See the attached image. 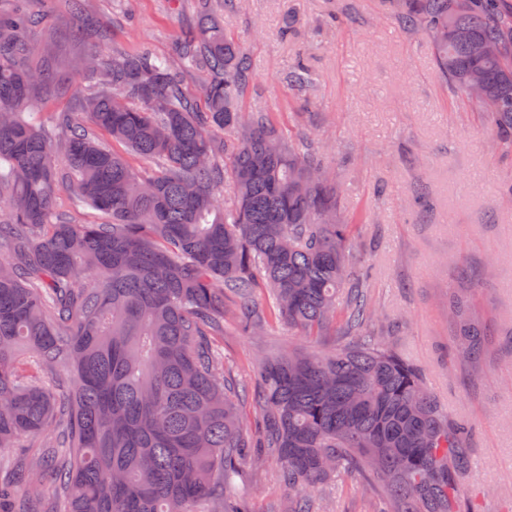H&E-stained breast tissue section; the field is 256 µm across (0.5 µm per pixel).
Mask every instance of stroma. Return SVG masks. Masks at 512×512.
<instances>
[{
	"label": "stroma",
	"instance_id": "35a3bbf8",
	"mask_svg": "<svg viewBox=\"0 0 512 512\" xmlns=\"http://www.w3.org/2000/svg\"><path fill=\"white\" fill-rule=\"evenodd\" d=\"M360 23H336V0H249L228 13L224 28L249 50L257 90L245 110L269 112L282 134L314 141L343 182L348 215L373 243L371 289L400 351L420 366L427 386L457 419L475 427L463 497L471 512H512V153L493 149L482 116L434 75L426 39H408L381 11L380 0H356ZM295 18V32L282 26ZM193 0H89L84 12L57 0L40 30L58 83L39 95L40 111L76 113L71 86L81 59L111 50L150 49L174 57L177 36L192 25ZM110 24L106 42L76 41L77 29ZM308 58L316 97L292 96L289 64ZM425 184V212L412 190ZM478 284L498 347L479 376L457 362L443 297L460 274ZM295 333L271 323L261 341L224 330V366L249 381L257 347L278 353L300 346ZM253 512H286L273 470L244 468L236 482Z\"/></svg>",
	"mask_w": 512,
	"mask_h": 512
}]
</instances>
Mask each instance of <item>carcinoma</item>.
Wrapping results in <instances>:
<instances>
[{"label":"carcinoma","instance_id":"carcinoma-1","mask_svg":"<svg viewBox=\"0 0 512 512\" xmlns=\"http://www.w3.org/2000/svg\"><path fill=\"white\" fill-rule=\"evenodd\" d=\"M196 2L176 58L91 59L96 91L78 93L79 120L34 111L51 83L35 35L51 4L0 12V450L11 452L0 512H250L229 487L242 466L273 463L288 512H321L326 499L308 492L346 470L365 512H469L468 429L372 303L367 245L336 172L268 113L244 111L251 57L215 0ZM381 3L407 37L429 40L439 81L512 152V0ZM284 81L315 93L303 61ZM131 154L157 169H135ZM64 189L110 221L59 219ZM260 284L268 307L252 303ZM445 303L457 359L478 375L492 342L474 288L448 289ZM273 320L336 346L259 352L246 391L214 340L227 322L258 338ZM243 397L260 443L241 421ZM49 468L57 481L44 492L37 475Z\"/></svg>","mask_w":512,"mask_h":512}]
</instances>
